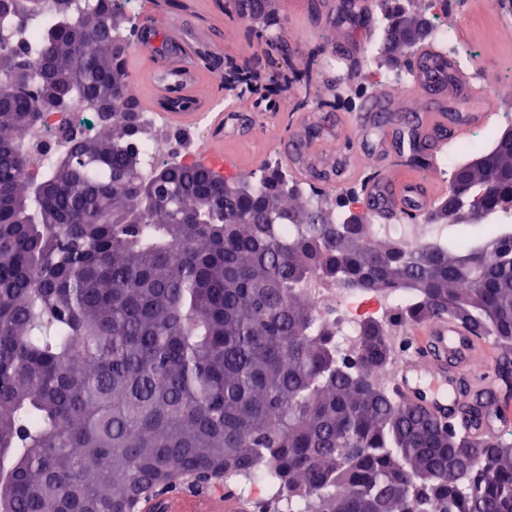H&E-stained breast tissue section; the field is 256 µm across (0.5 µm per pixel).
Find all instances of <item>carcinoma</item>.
<instances>
[{
    "mask_svg": "<svg viewBox=\"0 0 512 512\" xmlns=\"http://www.w3.org/2000/svg\"><path fill=\"white\" fill-rule=\"evenodd\" d=\"M382 49L412 46L425 14L384 0ZM99 19L96 35L81 19ZM116 0H12L0 12V508L139 512L209 475L249 484L260 512H512V424L479 438L481 402L450 420L381 378L389 323L343 352L306 286L400 293L405 324L451 316L512 348V143L453 167L426 222L475 231L406 245L301 200L275 172L233 185L201 164L150 163L141 109L58 128L66 167L36 173L21 136L39 102H136ZM41 53L46 73L29 61ZM167 182L153 185L156 170ZM496 255L493 264L487 253Z\"/></svg>",
    "mask_w": 512,
    "mask_h": 512,
    "instance_id": "cac0c4a2",
    "label": "carcinoma"
}]
</instances>
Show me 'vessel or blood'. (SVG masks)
I'll return each instance as SVG.
<instances>
[{"mask_svg":"<svg viewBox=\"0 0 512 512\" xmlns=\"http://www.w3.org/2000/svg\"><path fill=\"white\" fill-rule=\"evenodd\" d=\"M157 14L154 0H148L145 20L128 51V69L133 75L147 79L151 86L150 93L140 98L143 109L160 111L170 126L191 129L209 107L202 91L214 86L213 72L206 65L182 60V41L171 37L166 43H159ZM162 45L167 46L170 54L178 56L177 64L165 69L155 65L153 57ZM413 69L417 96L426 98L434 90L442 89L447 91L448 98L387 128L379 142L382 151H389L397 139L433 143L441 131L452 138L461 137L489 119L480 92L455 72L445 54L425 49L415 60ZM393 105L391 96H380L370 109L345 124L343 137H361L382 113L392 111ZM254 131V119L242 105L212 113L203 142L206 159L227 160L245 169L259 167L262 159L250 148ZM283 153L296 177L302 180L316 181L332 189L346 182L366 180L372 211L378 215L419 216L431 210L447 193L441 182L421 185L393 164L373 179H365L360 159L327 152L321 143L309 141L298 130L284 139ZM499 359V350L487 338L474 335L452 317H431L412 330L410 350L396 371V390L404 403L422 405L434 414L450 417L461 407L463 388L476 392L489 386L487 370ZM509 416H512V404L494 397L475 429L476 434L492 436L498 423ZM141 509L142 512H246L245 504L234 495L209 492L149 498L142 501Z\"/></svg>","mask_w":512,"mask_h":512,"instance_id":"b4317fda","label":"vessel or blood"}]
</instances>
